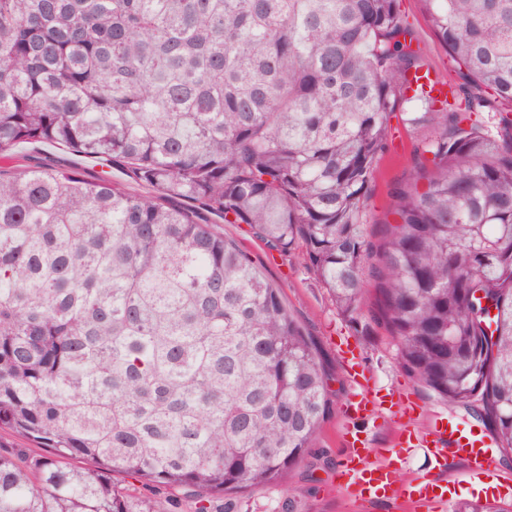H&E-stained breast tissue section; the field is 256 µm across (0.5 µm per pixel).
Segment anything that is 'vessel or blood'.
Returning a JSON list of instances; mask_svg holds the SVG:
<instances>
[{
    "instance_id": "1",
    "label": "vessel or blood",
    "mask_w": 512,
    "mask_h": 512,
    "mask_svg": "<svg viewBox=\"0 0 512 512\" xmlns=\"http://www.w3.org/2000/svg\"><path fill=\"white\" fill-rule=\"evenodd\" d=\"M351 377L355 391L348 408L353 417L362 419L374 414L383 399L371 394L365 373L359 372L357 359H350ZM341 438L347 448L341 463L340 475L356 502L369 505L376 501L403 502L407 512H422L423 508L448 507V493L454 481L448 471L449 459L464 466V474L479 487H494L500 497L512 499V477L501 473L495 465V456L486 435L457 419L440 415L422 432L401 425L397 435V449L381 461L371 458L366 437L359 430L343 428ZM427 449L433 477H418L402 483L398 474L403 469L412 449Z\"/></svg>"
}]
</instances>
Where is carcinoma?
Masks as SVG:
<instances>
[{
	"label": "carcinoma",
	"instance_id": "carcinoma-1",
	"mask_svg": "<svg viewBox=\"0 0 512 512\" xmlns=\"http://www.w3.org/2000/svg\"><path fill=\"white\" fill-rule=\"evenodd\" d=\"M423 2L452 104L412 86L430 67L401 0H0V159L48 144L152 189L0 167V429L43 449L0 452V512H175L116 474L192 512L288 488L326 367L206 213L302 249L352 323L373 281L400 364L512 452V0ZM405 99L433 134L373 241L367 184Z\"/></svg>",
	"mask_w": 512,
	"mask_h": 512
}]
</instances>
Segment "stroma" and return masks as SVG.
I'll use <instances>...</instances> for the list:
<instances>
[{
	"label": "stroma",
	"instance_id": "obj_1",
	"mask_svg": "<svg viewBox=\"0 0 512 512\" xmlns=\"http://www.w3.org/2000/svg\"><path fill=\"white\" fill-rule=\"evenodd\" d=\"M401 9L415 32L422 55L432 71L444 81L454 84L458 77L448 55L432 32L422 0H401ZM421 135L394 123L392 144L378 162L369 184L366 200L367 230H374L386 218L389 185L403 178L415 141ZM43 163L64 167L75 166L89 177L101 175L98 161L85 159L43 144H23L15 150L13 169L24 170ZM225 237L234 239L251 254L256 265L279 289L289 313L317 342L332 391L330 412L321 426L311 452L297 465L287 488L258 486L244 494L224 499V512H402L396 502H383L360 507L348 496L339 478L344 449L339 441L345 420L342 411L351 394V381L344 361L345 350L359 357L361 369L379 393L400 395L419 408L411 421L416 431L426 430L435 413L445 412L463 423L480 426L475 410L451 406L408 375L396 356L395 341L382 322L362 317L360 328H353L330 301L327 288L304 267L300 251L281 255L268 251L253 239L246 225L219 224Z\"/></svg>",
	"mask_w": 512,
	"mask_h": 512
}]
</instances>
